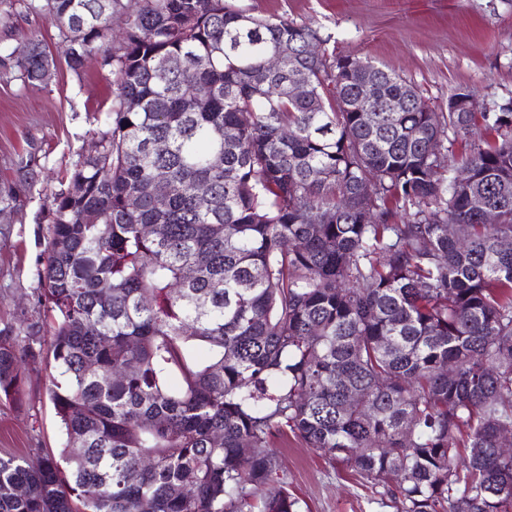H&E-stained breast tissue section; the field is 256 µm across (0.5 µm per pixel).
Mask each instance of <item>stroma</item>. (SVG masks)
I'll return each instance as SVG.
<instances>
[{"mask_svg": "<svg viewBox=\"0 0 512 512\" xmlns=\"http://www.w3.org/2000/svg\"><path fill=\"white\" fill-rule=\"evenodd\" d=\"M255 15H285L316 30L337 53L368 57L414 85L432 110L470 88L484 104L512 99V0H229ZM112 75L96 58L73 72L57 56L44 90L23 91L0 76V181L13 183L21 210L0 223V330L47 322L37 302L36 269L44 249L45 207L67 185L80 155L105 129ZM34 159V179L21 161ZM51 370L21 367L19 396L0 398V450L38 462L41 449L64 441L46 393ZM280 476L301 512H396L385 487H371L341 460L308 448L298 437L274 441Z\"/></svg>", "mask_w": 512, "mask_h": 512, "instance_id": "1", "label": "stroma"}]
</instances>
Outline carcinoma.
Returning <instances> with one entry per match:
<instances>
[{
  "label": "carcinoma",
  "mask_w": 512,
  "mask_h": 512,
  "mask_svg": "<svg viewBox=\"0 0 512 512\" xmlns=\"http://www.w3.org/2000/svg\"><path fill=\"white\" fill-rule=\"evenodd\" d=\"M30 14L73 71L110 69L112 105L45 213L52 321L29 356L55 371L65 442L36 467L0 455V512H300L273 451L288 432L393 479L397 512H512V111L431 112L385 66L226 0H0L8 31ZM52 63L36 35L0 41L25 91ZM19 210L0 184V220ZM22 336L0 333L6 398Z\"/></svg>",
  "instance_id": "carcinoma-1"
}]
</instances>
